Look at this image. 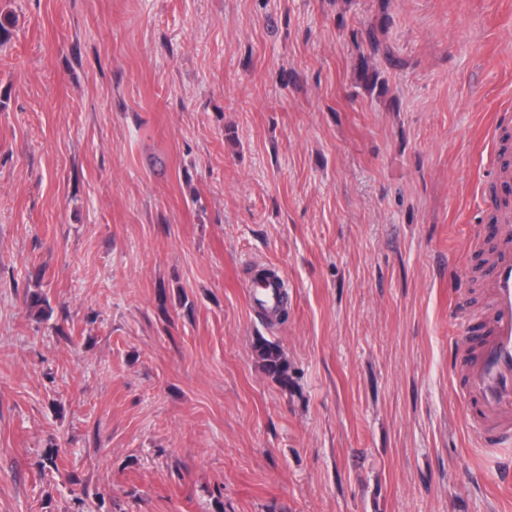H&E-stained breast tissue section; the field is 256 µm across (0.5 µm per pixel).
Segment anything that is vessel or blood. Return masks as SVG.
I'll list each match as a JSON object with an SVG mask.
<instances>
[{
  "instance_id": "vessel-or-blood-1",
  "label": "vessel or blood",
  "mask_w": 512,
  "mask_h": 512,
  "mask_svg": "<svg viewBox=\"0 0 512 512\" xmlns=\"http://www.w3.org/2000/svg\"><path fill=\"white\" fill-rule=\"evenodd\" d=\"M498 247L481 273L487 305L481 321L459 320L460 337L470 355L462 368L459 391L468 427L493 448L512 446V210L502 209L496 225L485 227ZM253 307L268 314L278 305L276 285L249 287Z\"/></svg>"
}]
</instances>
